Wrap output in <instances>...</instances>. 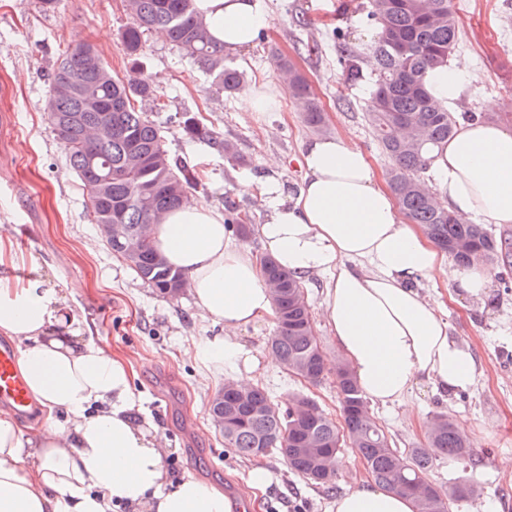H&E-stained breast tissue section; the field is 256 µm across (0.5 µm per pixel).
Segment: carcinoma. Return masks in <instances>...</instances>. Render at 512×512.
<instances>
[{
  "label": "carcinoma",
  "mask_w": 512,
  "mask_h": 512,
  "mask_svg": "<svg viewBox=\"0 0 512 512\" xmlns=\"http://www.w3.org/2000/svg\"><path fill=\"white\" fill-rule=\"evenodd\" d=\"M122 6L129 24L120 39L131 67L142 66L144 34L159 29L214 82L228 89L240 83L242 74L224 62V47L210 38L194 0H122ZM362 10L366 20L379 26L377 65L363 118L389 164V183L401 213L456 265L497 263L509 243L487 224L459 223L421 180L428 169L427 152L448 141L457 126L456 116L429 95L424 76L448 64L459 41L460 18L450 0H366ZM333 36L344 83L359 84L364 75L358 52L342 29ZM276 65L307 127L326 132L307 79L286 57H277ZM144 102L157 110L168 106L151 81L119 77L95 46L80 43L61 51L49 86L48 117L66 149L69 168L87 192L94 223L118 225L117 234L105 239L107 247L156 294L174 299L185 290L187 279L155 249L150 225L162 223L181 205L203 171L169 155L161 130L142 109ZM181 127L191 142L227 159L237 158L236 144L196 116L184 114ZM224 223L239 235L251 231L248 213L234 207L228 208ZM128 245L136 246L134 254L127 253ZM260 265L275 290L271 350L289 374L317 384L325 375V355L308 291L274 259L263 257ZM336 388L341 427L307 395L289 399L280 410L265 389L241 388L230 381L209 401V412L214 419L224 416V447L242 457H258L261 448L277 453L287 459L294 475L329 492L335 490V477L317 475L313 456L337 455L347 447L363 460L378 485L409 498L413 512H450L451 501L476 493L470 484L445 489L427 479L441 457H475L448 415L433 418L425 447L404 453L393 447L343 362L336 368ZM303 440L313 443L312 454L296 451Z\"/></svg>",
  "instance_id": "cac0c4a2"
}]
</instances>
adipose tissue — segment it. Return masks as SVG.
I'll list each match as a JSON object with an SVG mask.
<instances>
[{"instance_id": "obj_1", "label": "adipose tissue", "mask_w": 512, "mask_h": 512, "mask_svg": "<svg viewBox=\"0 0 512 512\" xmlns=\"http://www.w3.org/2000/svg\"><path fill=\"white\" fill-rule=\"evenodd\" d=\"M225 52L252 46L270 21L260 0H195ZM475 78L456 61L428 71L429 94L454 106ZM297 193L267 161L263 180L245 174L264 204L263 249L300 281L324 277V317L366 397L404 402L420 384L471 388L477 363L448 334V321L417 289L444 263L420 227L407 223L366 155L341 137L308 141ZM437 200L461 221L512 226V128L463 120L428 159ZM182 270L200 314L220 325L193 356L206 374L252 384L265 358L240 335L272 317L259 260L234 240L221 210L186 198L154 232ZM55 289L0 280V332L19 346V368L45 415L24 430L0 413V512H232L223 492L195 476L172 478L161 438L137 420L133 370L89 336H59ZM333 512H413L411 501L373 484L339 494Z\"/></svg>"}]
</instances>
